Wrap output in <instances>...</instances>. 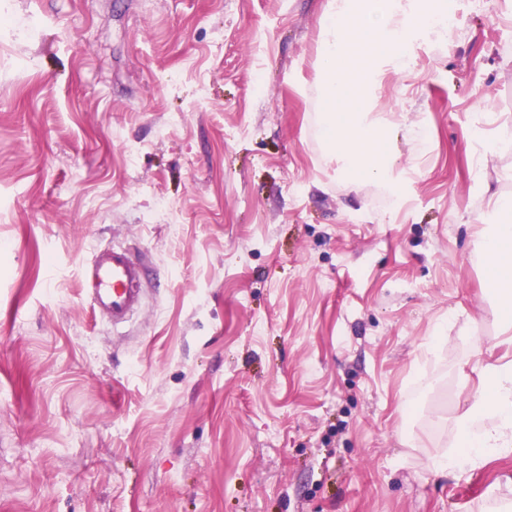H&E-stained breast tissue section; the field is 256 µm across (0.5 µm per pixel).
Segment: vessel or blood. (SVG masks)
I'll list each match as a JSON object with an SVG mask.
<instances>
[{"label": "vessel or blood", "instance_id": "1", "mask_svg": "<svg viewBox=\"0 0 512 512\" xmlns=\"http://www.w3.org/2000/svg\"><path fill=\"white\" fill-rule=\"evenodd\" d=\"M86 283L93 309L108 313L113 325L127 322L143 304V267L128 249L113 247L93 255Z\"/></svg>", "mask_w": 512, "mask_h": 512}]
</instances>
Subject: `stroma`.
<instances>
[{
	"label": "stroma",
	"instance_id": "stroma-1",
	"mask_svg": "<svg viewBox=\"0 0 512 512\" xmlns=\"http://www.w3.org/2000/svg\"><path fill=\"white\" fill-rule=\"evenodd\" d=\"M325 4L0 0V512L512 504V455L432 469L476 355L512 361L475 251L512 147L468 162L512 132V0L383 78L397 208L319 138ZM112 245L146 270L120 327L82 288Z\"/></svg>",
	"mask_w": 512,
	"mask_h": 512
}]
</instances>
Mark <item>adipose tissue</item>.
I'll return each instance as SVG.
<instances>
[{
  "mask_svg": "<svg viewBox=\"0 0 512 512\" xmlns=\"http://www.w3.org/2000/svg\"><path fill=\"white\" fill-rule=\"evenodd\" d=\"M484 230L480 250L487 265L490 291L512 285V195L491 192L488 209L479 218ZM481 385L460 411L457 430L467 452L441 455L433 463L438 473L477 468L485 461L512 454V364L476 362Z\"/></svg>",
  "mask_w": 512,
  "mask_h": 512,
  "instance_id": "obj_1",
  "label": "adipose tissue"
}]
</instances>
